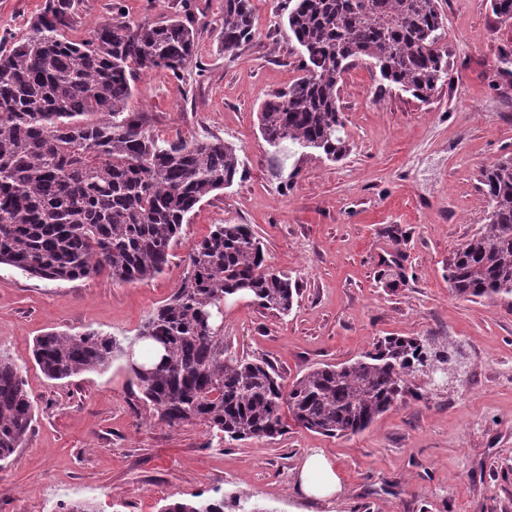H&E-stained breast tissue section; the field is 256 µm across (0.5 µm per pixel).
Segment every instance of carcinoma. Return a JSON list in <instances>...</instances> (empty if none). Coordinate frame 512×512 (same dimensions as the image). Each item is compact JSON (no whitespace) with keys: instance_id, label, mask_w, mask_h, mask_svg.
Here are the masks:
<instances>
[{"instance_id":"obj_1","label":"carcinoma","mask_w":512,"mask_h":512,"mask_svg":"<svg viewBox=\"0 0 512 512\" xmlns=\"http://www.w3.org/2000/svg\"><path fill=\"white\" fill-rule=\"evenodd\" d=\"M72 0H45L29 33L0 52V264L53 281L105 276L134 282L162 272L182 225L211 193L232 186L237 149L212 136L164 144L129 110L136 71L180 77L199 31L182 6L157 22L125 16L92 36L68 38ZM288 30L303 48V74L258 112L263 140L329 161L348 150L341 135L338 83L366 60L383 80L426 103L448 80V51L436 0H295ZM224 51L254 37L251 0H224ZM490 203L483 231L448 261V283L462 298L512 295V157L483 173ZM243 224H215L189 254L178 288L133 336L50 331L33 358L51 380L127 363L125 349L162 351L150 376L133 374L145 401L169 427L200 422L211 440L275 438L283 409L325 436L366 429L403 395L406 377L448 349L391 336L361 358L315 367L284 386L266 360L224 345V305L248 298L286 314L298 288L270 269ZM35 422L21 373L0 355V462L21 448ZM224 499L175 501L162 512H224Z\"/></svg>"}]
</instances>
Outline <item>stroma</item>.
Wrapping results in <instances>:
<instances>
[{"label": "stroma", "instance_id": "1", "mask_svg": "<svg viewBox=\"0 0 512 512\" xmlns=\"http://www.w3.org/2000/svg\"><path fill=\"white\" fill-rule=\"evenodd\" d=\"M181 0H74L72 39L89 37L120 7L130 21H160ZM45 0H0V40L26 35ZM222 0H191L196 61L181 77L139 74L129 108L158 140L217 136L239 150L234 184L197 206L161 274L133 283L72 282L0 264V353L21 371L36 422L0 468V512H55L70 500L99 512H161L195 496L239 500L265 512H512V296L467 300L448 287V258L482 231V172L512 156V19L490 0H437L448 81L430 102L391 87L357 63L339 83L349 151L332 162L268 150L257 113L298 74L289 0H251L256 36L236 52L217 40ZM215 224H245L267 263L295 280L288 315L243 300L224 310V343L268 359L286 381L340 364L388 336L461 348L463 386L423 374L363 432L331 437L289 422L273 439L210 441L207 427L171 428L121 364L64 380L35 364L36 337L95 329L133 335L170 297L194 245ZM403 255L400 278L388 259ZM335 467L330 502L298 494L311 451Z\"/></svg>", "mask_w": 512, "mask_h": 512}]
</instances>
